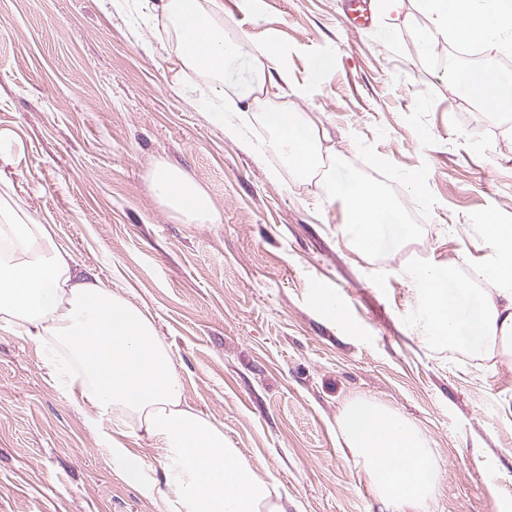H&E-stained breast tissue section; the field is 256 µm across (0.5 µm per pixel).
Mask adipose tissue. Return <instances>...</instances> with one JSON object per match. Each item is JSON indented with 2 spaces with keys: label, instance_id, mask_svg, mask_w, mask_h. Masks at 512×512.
<instances>
[{
  "label": "adipose tissue",
  "instance_id": "obj_1",
  "mask_svg": "<svg viewBox=\"0 0 512 512\" xmlns=\"http://www.w3.org/2000/svg\"><path fill=\"white\" fill-rule=\"evenodd\" d=\"M161 14L179 45L181 67L212 75V94L221 102L211 115L226 136L242 139V122L258 112L273 133V149L300 176L319 168L324 153L318 124L306 113L269 105L266 73L282 55L276 46L251 55L252 77L244 92L224 87V63L239 54L240 42L226 39L218 22L220 0H142ZM430 25L421 35L424 53L452 37L486 49L512 46V0H421ZM459 89L496 115L512 110V72L489 67L467 71ZM328 192L343 205L354 250L378 249L382 232L411 234L399 223L396 202L378 185L357 180L342 187L335 168L325 170ZM152 190L173 213L216 224L220 217L208 195L180 170L159 166ZM491 251L473 276L494 283L475 292L470 283L449 287L452 268L427 266L411 272L420 291L415 323L425 340L482 354L512 356V225L494 213L481 220ZM0 323L64 354L71 369L52 374L70 397L94 410L101 443L121 475L141 483L142 461L123 440L145 435L165 472L166 512H284L279 494L233 448L222 427L195 411L184 397L182 379L153 318L108 287L98 275L79 270L52 225H0ZM344 449L361 466L384 512H423L441 479L436 458L421 431L400 412L369 399L348 402L338 418Z\"/></svg>",
  "mask_w": 512,
  "mask_h": 512
}]
</instances>
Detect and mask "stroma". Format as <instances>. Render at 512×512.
<instances>
[{
  "instance_id": "obj_1",
  "label": "stroma",
  "mask_w": 512,
  "mask_h": 512,
  "mask_svg": "<svg viewBox=\"0 0 512 512\" xmlns=\"http://www.w3.org/2000/svg\"><path fill=\"white\" fill-rule=\"evenodd\" d=\"M223 2L226 38L284 49L288 80L270 96L325 130L337 178L375 179L420 210L409 242L352 250L339 203L282 163L264 125L251 120L243 144L196 108L211 80L178 71L163 18L103 0H0V214L53 225L80 268L153 317L189 405L285 512H380L340 449L337 420L357 398L421 428L442 475L428 512H512V363L423 341L409 279L421 245L423 264L452 260L471 280L490 257L484 214L512 224V117L457 93L437 63L452 40L437 59L419 53V0L358 32L342 24L346 0ZM320 56L331 65L314 82ZM159 164L203 188L220 223L164 207ZM317 281L343 319L316 304ZM53 367L45 345L0 324V512H164L149 440L126 439L147 483L126 482Z\"/></svg>"
}]
</instances>
